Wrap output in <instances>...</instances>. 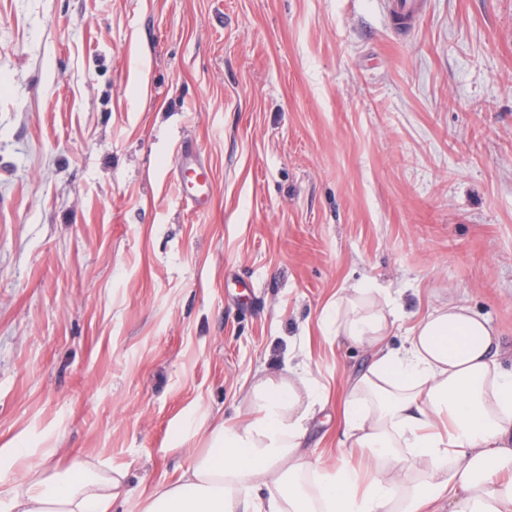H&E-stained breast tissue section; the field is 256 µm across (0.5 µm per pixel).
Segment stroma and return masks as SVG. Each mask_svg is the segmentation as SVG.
I'll return each instance as SVG.
<instances>
[{
    "mask_svg": "<svg viewBox=\"0 0 512 512\" xmlns=\"http://www.w3.org/2000/svg\"><path fill=\"white\" fill-rule=\"evenodd\" d=\"M365 280L466 302L512 371V0L407 33L386 0H0V470L106 459L141 512L291 361L347 454L370 351L325 318ZM180 167L184 169L181 180L183 203L195 212L206 211L213 195L212 182L202 152L191 141L181 146Z\"/></svg>",
    "mask_w": 512,
    "mask_h": 512,
    "instance_id": "35a3bbf8",
    "label": "stroma"
}]
</instances>
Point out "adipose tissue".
Wrapping results in <instances>:
<instances>
[{
  "label": "adipose tissue",
  "instance_id": "obj_1",
  "mask_svg": "<svg viewBox=\"0 0 512 512\" xmlns=\"http://www.w3.org/2000/svg\"><path fill=\"white\" fill-rule=\"evenodd\" d=\"M401 314L370 281L336 300V333L372 347L347 382L343 436L365 462L325 468L307 446L327 403L303 373L267 374L248 392L250 416L214 427L180 480L142 512H512V372L495 329L464 302L432 308L396 350ZM110 465L65 474L30 468L0 477V512H112Z\"/></svg>",
  "mask_w": 512,
  "mask_h": 512
}]
</instances>
